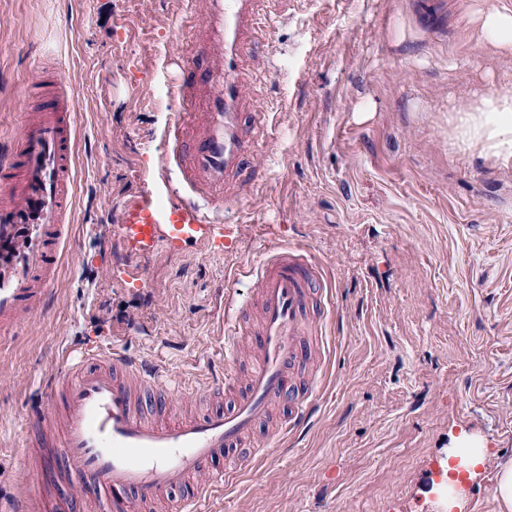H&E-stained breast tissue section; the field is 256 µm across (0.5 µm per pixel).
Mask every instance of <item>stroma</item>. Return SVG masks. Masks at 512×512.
<instances>
[{"label":"stroma","mask_w":512,"mask_h":512,"mask_svg":"<svg viewBox=\"0 0 512 512\" xmlns=\"http://www.w3.org/2000/svg\"><path fill=\"white\" fill-rule=\"evenodd\" d=\"M485 0H282L252 61L246 108L269 113L254 181L212 239L130 257L113 232L126 200L165 206L159 159L173 59L194 31L179 0H0V146L36 62L80 94L62 254L48 314L0 339V512L33 484L21 425L68 350L125 346L196 384L224 370L238 265L276 244L308 249L324 294L316 407L290 446L224 486L204 512H498L512 459V167L484 166L448 135L481 94L512 92L491 54ZM144 269L148 284L130 275ZM486 464L452 497L423 492L454 439ZM494 499L501 512L512 511V460L498 465Z\"/></svg>","instance_id":"stroma-1"}]
</instances>
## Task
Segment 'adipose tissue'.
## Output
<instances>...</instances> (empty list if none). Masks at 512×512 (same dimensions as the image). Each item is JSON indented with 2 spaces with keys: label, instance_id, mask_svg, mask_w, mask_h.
<instances>
[{
  "label": "adipose tissue",
  "instance_id": "1",
  "mask_svg": "<svg viewBox=\"0 0 512 512\" xmlns=\"http://www.w3.org/2000/svg\"><path fill=\"white\" fill-rule=\"evenodd\" d=\"M481 27L491 48L512 52V5L506 0H494L484 10ZM453 132L460 143L477 149L487 166H512V94L481 96L455 114Z\"/></svg>",
  "mask_w": 512,
  "mask_h": 512
}]
</instances>
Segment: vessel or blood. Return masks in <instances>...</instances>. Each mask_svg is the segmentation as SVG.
Listing matches in <instances>:
<instances>
[{"label":"vessel or blood","instance_id":"1","mask_svg":"<svg viewBox=\"0 0 512 512\" xmlns=\"http://www.w3.org/2000/svg\"><path fill=\"white\" fill-rule=\"evenodd\" d=\"M265 0H187L185 17L198 33L177 61L172 86L177 118L165 139L162 170L177 168L184 190L164 218L137 201L115 211L112 224L133 256L159 243L176 248L203 238L224 220V191L246 186L249 132H262L265 113L237 105L242 67L261 48L258 8ZM24 117L0 159V330L44 317L56 283L71 182L76 104L62 77L36 71L23 85ZM252 298L224 299V344L233 361L224 379L207 382L211 397L237 388L229 409L174 415L159 367L113 345L87 351L54 377L30 418L41 439L33 488L22 512H141L183 490L176 512H202L223 483L213 459L237 455V468L267 455L272 442L252 443L275 407L288 416L277 435L302 426L316 397L310 311L323 280L305 249L279 245L240 272ZM66 492L50 501L48 491Z\"/></svg>","mask_w":512,"mask_h":512}]
</instances>
